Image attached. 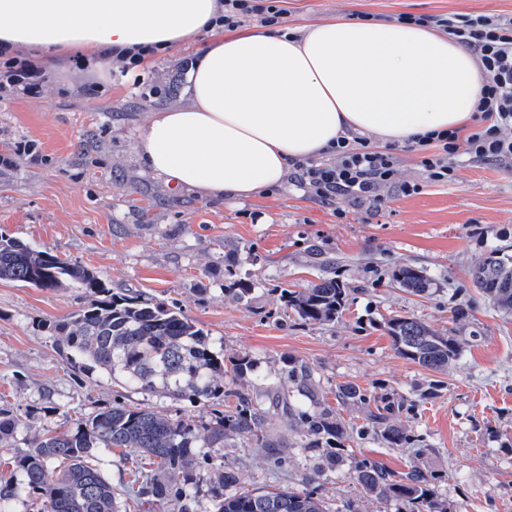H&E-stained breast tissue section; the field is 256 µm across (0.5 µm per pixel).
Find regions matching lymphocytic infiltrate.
<instances>
[{
  "instance_id": "obj_1",
  "label": "lymphocytic infiltrate",
  "mask_w": 512,
  "mask_h": 512,
  "mask_svg": "<svg viewBox=\"0 0 512 512\" xmlns=\"http://www.w3.org/2000/svg\"><path fill=\"white\" fill-rule=\"evenodd\" d=\"M224 12L218 26L235 30L247 20L261 25H278L284 13L272 0H223ZM401 23L428 26L452 36L476 57L483 74L480 96L473 116L476 131H434L409 143L419 152L420 164L434 183L454 180L456 159L466 154L485 161L512 160V18L465 15L451 21L443 16L404 15ZM41 68L29 57L16 54L0 57V93L20 87L33 88ZM330 163H297L299 184L327 205L343 202L372 208L382 202L380 191L397 187L406 196L418 193L419 184L397 182L399 157L396 146L374 147L360 136H341Z\"/></svg>"
}]
</instances>
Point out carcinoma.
<instances>
[{"label":"carcinoma","mask_w":512,"mask_h":512,"mask_svg":"<svg viewBox=\"0 0 512 512\" xmlns=\"http://www.w3.org/2000/svg\"><path fill=\"white\" fill-rule=\"evenodd\" d=\"M471 277L483 299L512 316V255L491 250ZM0 280L84 290L87 304L53 326L58 347L78 370L97 368L130 389L215 406L204 436L189 417L124 403L81 419L67 432L43 433L12 457L10 477L0 478V512H14L20 499L40 503L41 512H119L123 495L136 500L143 512L172 500L180 503L179 512H193L191 503L206 474L214 512H328L326 473L342 466L360 491L395 506V512H448L431 472L413 466L397 476L351 451V442L372 437L390 450L410 448L417 457L425 455L430 450L426 438L396 422L400 412L416 407L414 401L346 383L336 387L334 407L314 365L292 357L265 393L255 396L245 387L261 377L254 359L224 357V349L182 311L141 294H115L89 269L1 235ZM393 281L421 297L430 295L433 285L425 272L410 265L395 269ZM349 295L348 285L333 277L301 290L287 289L283 299L299 319L330 324L343 316ZM382 328L400 357L436 374L459 367L462 350L453 332L405 316L382 321ZM345 406L360 409L364 422L347 423L341 416ZM272 415L287 418L298 440L290 443L268 434ZM25 428L23 415L0 408V451L9 450ZM227 439L264 449L275 467L286 465L293 448L319 450L325 465L310 470L299 487L247 488L232 467L214 462L208 452L224 447ZM119 448L155 458L157 468L137 470L121 489L112 485L103 474L100 453Z\"/></svg>","instance_id":"carcinoma-1"}]
</instances>
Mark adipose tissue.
<instances>
[{"label":"adipose tissue","instance_id":"1","mask_svg":"<svg viewBox=\"0 0 512 512\" xmlns=\"http://www.w3.org/2000/svg\"><path fill=\"white\" fill-rule=\"evenodd\" d=\"M219 0H0V46L64 68L136 46L164 51L212 33L185 104L152 113L136 146L145 167L207 198L246 200L348 132L404 144L464 126L482 74L430 28L346 17L293 33L216 35Z\"/></svg>","mask_w":512,"mask_h":512}]
</instances>
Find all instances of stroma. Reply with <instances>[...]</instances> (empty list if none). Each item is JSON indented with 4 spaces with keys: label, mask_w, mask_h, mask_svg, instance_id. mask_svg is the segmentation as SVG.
Here are the masks:
<instances>
[{
    "label": "stroma",
    "mask_w": 512,
    "mask_h": 512,
    "mask_svg": "<svg viewBox=\"0 0 512 512\" xmlns=\"http://www.w3.org/2000/svg\"><path fill=\"white\" fill-rule=\"evenodd\" d=\"M283 5L292 32L360 14L376 22L401 14L512 17V0ZM205 43L201 36L156 55L135 76L111 77L108 60L87 72L72 64L47 69L37 93L0 97V234L90 268L113 291L183 310L225 356L254 357L261 373H279L293 357L315 365L325 389L383 385L414 400L415 410L397 421L425 434L430 451L416 458L367 440L361 453L395 470L416 464L431 471L449 512H512V317L481 299L471 281L491 249L512 245V161L464 156L455 180L442 184L428 180L418 153L400 152L398 179L420 184L419 193L386 188L380 207L348 203L341 219L292 172L281 187L246 201L166 184L142 164L135 142L150 112L185 102L186 73ZM20 141L31 154L15 153ZM403 264L434 280L430 297L392 282ZM232 271L254 283L247 300L225 296ZM322 276L351 290L342 318L323 324L286 314L282 290ZM85 303L78 288L0 281V406L22 413L28 424L13 452L116 402L208 422L206 406L142 395L68 365L51 327ZM464 305L468 315H456ZM396 314L452 330L462 346L460 367L442 376L433 398L421 396L429 372L397 356L380 325ZM212 454L245 484L272 488L301 484L311 463L296 450L278 470L262 452L233 440Z\"/></svg>",
    "instance_id": "stroma-1"
}]
</instances>
